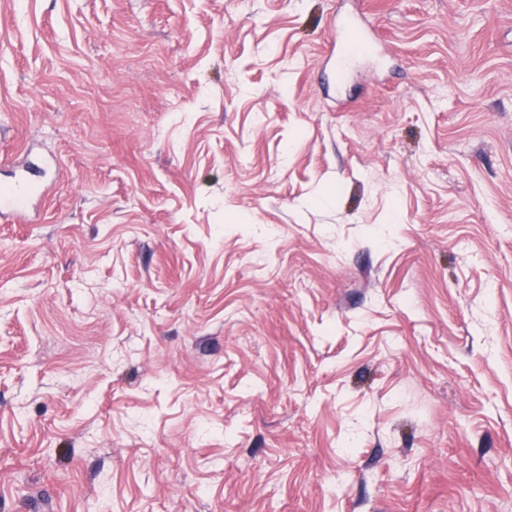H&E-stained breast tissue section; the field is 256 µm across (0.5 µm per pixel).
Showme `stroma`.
<instances>
[{"label":"stroma","mask_w":512,"mask_h":512,"mask_svg":"<svg viewBox=\"0 0 512 512\" xmlns=\"http://www.w3.org/2000/svg\"><path fill=\"white\" fill-rule=\"evenodd\" d=\"M30 150L0 512H512V0H0Z\"/></svg>","instance_id":"obj_1"}]
</instances>
